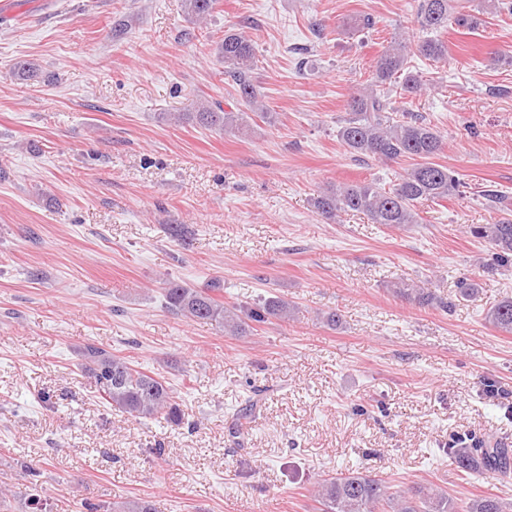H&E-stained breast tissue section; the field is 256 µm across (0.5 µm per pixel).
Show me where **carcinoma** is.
Listing matches in <instances>:
<instances>
[{"mask_svg":"<svg viewBox=\"0 0 512 512\" xmlns=\"http://www.w3.org/2000/svg\"><path fill=\"white\" fill-rule=\"evenodd\" d=\"M218 0H181L188 18L203 24L213 13ZM473 0H416L415 17L424 38L414 42L400 37L376 59L367 87L354 92L346 110L348 116L336 126V137L358 159L382 162L413 160L396 183L384 188L377 183L342 184L317 193L311 199L315 211L328 221L344 212L364 214L370 223L388 228H404L419 223L416 204L439 201L462 194L464 183L448 167L434 158L446 143L438 131L422 116L405 112L394 116L385 86L400 85L402 95L416 97L424 89L422 76L412 70L409 57L418 55L438 62L448 57V44L438 33L448 29V22L471 32L479 29L480 19L471 13ZM213 52L224 64V76L232 82L238 101L245 109L226 111L221 102L200 103L195 112L162 113V118L180 124H197L231 134H246L255 116L271 124L275 113L259 101L253 83L256 48L243 31L228 29L214 42ZM12 76L35 81L38 66L30 61L16 63ZM481 197L489 207L502 214L494 224L470 226V234L488 244L491 260L497 266L512 262V197L500 190H484ZM224 284L215 278L202 288L169 281L164 288L166 308L174 315L191 321H203L224 330L227 336H250L257 327L272 320L292 317L294 305L278 295L264 297L251 305H226L221 300ZM391 291L418 307L450 308L449 302L420 285L398 281ZM480 285L463 278L457 283L458 298L468 301L478 297ZM486 319L497 331L512 335V296H505L488 309ZM81 369L93 381L100 400L135 419L163 420L179 426L185 415L175 400L171 385L164 377L150 374L132 365L126 358L93 342L79 349ZM253 405L239 408L232 417V436L245 434ZM448 458L463 478L477 473H491L502 480L512 477V449L486 440H457L447 448ZM317 512H508V507L492 494L458 498L439 488L413 486L395 488L387 481L346 469L322 478L315 490Z\"/></svg>","mask_w":512,"mask_h":512,"instance_id":"cac0c4a2","label":"carcinoma"}]
</instances>
